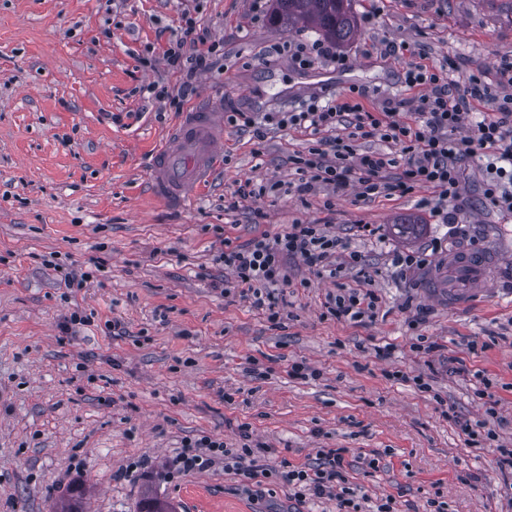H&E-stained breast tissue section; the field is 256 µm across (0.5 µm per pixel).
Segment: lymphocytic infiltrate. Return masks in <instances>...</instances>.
<instances>
[{
  "instance_id": "f902f5d3",
  "label": "lymphocytic infiltrate",
  "mask_w": 512,
  "mask_h": 512,
  "mask_svg": "<svg viewBox=\"0 0 512 512\" xmlns=\"http://www.w3.org/2000/svg\"><path fill=\"white\" fill-rule=\"evenodd\" d=\"M181 20V33L169 42L163 57L182 73L181 93L186 96L193 92L196 76L212 69L219 55L216 44L197 32L191 12H183ZM405 83L422 90L405 114L393 106L373 112L354 99L281 113L278 126L299 131L313 142L307 155L292 159L303 176L299 192L312 191L319 184L342 191L353 184L359 197L372 199L401 197L426 187L433 192L434 215L451 224L455 214L448 206L460 198L464 164L485 153L490 161L484 196L492 207L512 214V96L491 91L495 85L512 87V61L499 63L491 86L471 77L459 92L454 82L420 64L407 69ZM480 103L486 104V111H477ZM363 140L383 142L386 148L359 149ZM395 166L401 172L394 177L390 170ZM296 257L309 269L332 275L358 262L357 252L346 251L318 224H293L272 238L263 235L243 245H225L214 260L235 275L240 294L274 320L279 315L275 289L289 285L287 263ZM326 307L336 319L359 321L374 316L377 298L368 289L340 286L328 296ZM260 459V449L246 444L231 448L223 440L203 435L183 441L169 472L174 475L220 463L242 475L249 487L267 473ZM347 468L343 449L323 448L313 465L284 472L283 478L295 502L333 496L340 512H364L363 498L348 485Z\"/></svg>"
}]
</instances>
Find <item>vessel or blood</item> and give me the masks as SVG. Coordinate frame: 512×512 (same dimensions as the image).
I'll list each match as a JSON object with an SVG mask.
<instances>
[{
	"instance_id": "b4317fda",
	"label": "vessel or blood",
	"mask_w": 512,
	"mask_h": 512,
	"mask_svg": "<svg viewBox=\"0 0 512 512\" xmlns=\"http://www.w3.org/2000/svg\"><path fill=\"white\" fill-rule=\"evenodd\" d=\"M223 145V113L205 104L183 113L152 160L148 178L153 194L173 205L183 203L211 179ZM502 259V252L495 250L454 248L424 274L423 282L449 307H463L489 293Z\"/></svg>"
}]
</instances>
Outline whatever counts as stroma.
Instances as JSON below:
<instances>
[{"instance_id":"obj_1","label":"stroma","mask_w":512,"mask_h":512,"mask_svg":"<svg viewBox=\"0 0 512 512\" xmlns=\"http://www.w3.org/2000/svg\"><path fill=\"white\" fill-rule=\"evenodd\" d=\"M352 7L358 34L336 49L345 65L305 69L271 47L319 37L273 27L271 0H0V512H56L79 490L84 512H139L148 491L177 512H286L283 463L307 464L323 448L345 449L357 494L393 497L399 512H426L432 499L451 512H512V476L498 467L500 449L512 448V216L483 204L481 158L466 164L453 224L422 207L425 188L371 201L325 184L303 196L236 198L248 179L296 181L288 158L310 142L288 129L258 139L230 122L212 180L182 206L150 190L152 157L198 98L260 119L359 90L378 111L416 96L404 81L409 63L490 83L512 58V0ZM186 8L223 63L198 74L180 106L144 99L150 82L182 85L164 58L151 69L140 58L179 35ZM390 41L404 45L402 56H384ZM233 199L237 208L226 209ZM407 215L421 225L412 239L395 228ZM297 223L323 225L363 262L334 280L291 260L293 286L274 324L214 255L223 242ZM362 224L383 237L361 235ZM456 239L500 245L506 262L497 292L451 309L425 295L420 272L400 274L390 254L419 251L432 263ZM52 253L82 269L102 262L98 283L64 297L42 265ZM365 281L378 297L374 318L327 313L337 283ZM76 310L94 312V325L62 333ZM108 320L122 335L103 332ZM422 339L437 350L416 351ZM459 360L468 375L449 374ZM295 361L319 377H290ZM477 370L496 383L495 416ZM463 421L485 423L494 439L468 443ZM197 435L266 447L268 478L250 494L220 464L169 476L182 441ZM133 459L144 471L121 476Z\"/></svg>"}]
</instances>
